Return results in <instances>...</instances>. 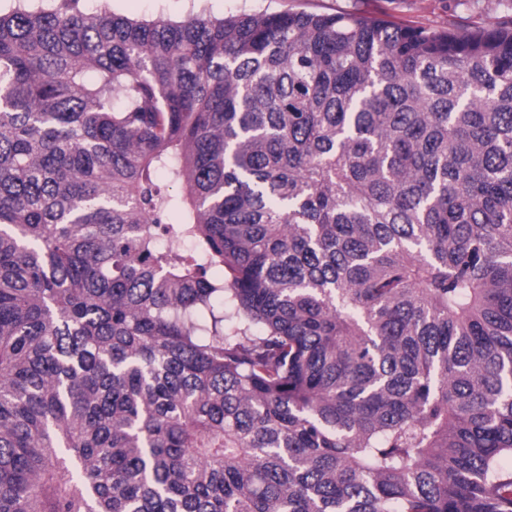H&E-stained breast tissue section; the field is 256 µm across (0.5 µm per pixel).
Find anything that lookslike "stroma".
<instances>
[{
	"label": "stroma",
	"mask_w": 512,
	"mask_h": 512,
	"mask_svg": "<svg viewBox=\"0 0 512 512\" xmlns=\"http://www.w3.org/2000/svg\"><path fill=\"white\" fill-rule=\"evenodd\" d=\"M202 7L215 16L285 11L355 13L435 29L454 22L470 28L486 27L496 18L512 16V0H112L114 12L137 20H178Z\"/></svg>",
	"instance_id": "stroma-1"
}]
</instances>
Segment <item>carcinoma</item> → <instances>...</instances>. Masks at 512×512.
<instances>
[{"label": "carcinoma", "instance_id": "1", "mask_svg": "<svg viewBox=\"0 0 512 512\" xmlns=\"http://www.w3.org/2000/svg\"><path fill=\"white\" fill-rule=\"evenodd\" d=\"M9 2L0 512H512V18Z\"/></svg>", "mask_w": 512, "mask_h": 512}]
</instances>
